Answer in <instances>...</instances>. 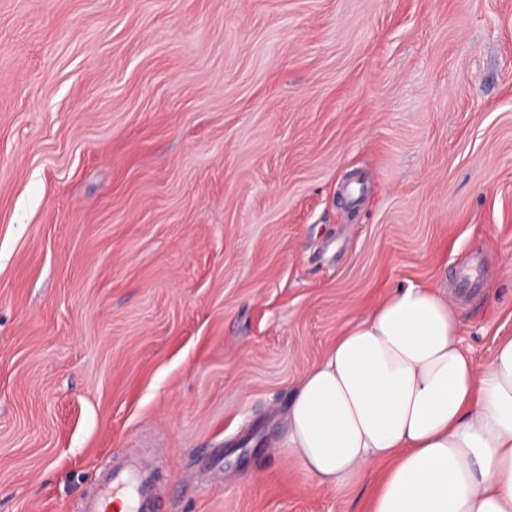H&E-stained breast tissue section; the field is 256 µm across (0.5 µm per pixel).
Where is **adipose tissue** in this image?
Returning a JSON list of instances; mask_svg holds the SVG:
<instances>
[{"mask_svg": "<svg viewBox=\"0 0 512 512\" xmlns=\"http://www.w3.org/2000/svg\"><path fill=\"white\" fill-rule=\"evenodd\" d=\"M441 289L399 288L294 389L289 457L325 487L375 475L366 512H512V336L483 368Z\"/></svg>", "mask_w": 512, "mask_h": 512, "instance_id": "1", "label": "adipose tissue"}]
</instances>
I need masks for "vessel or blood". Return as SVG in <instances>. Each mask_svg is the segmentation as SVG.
Returning a JSON list of instances; mask_svg holds the SVG:
<instances>
[{
	"instance_id": "1",
	"label": "vessel or blood",
	"mask_w": 512,
	"mask_h": 512,
	"mask_svg": "<svg viewBox=\"0 0 512 512\" xmlns=\"http://www.w3.org/2000/svg\"><path fill=\"white\" fill-rule=\"evenodd\" d=\"M154 467L142 455H128L105 465L95 480V491L77 512H158L150 492Z\"/></svg>"
}]
</instances>
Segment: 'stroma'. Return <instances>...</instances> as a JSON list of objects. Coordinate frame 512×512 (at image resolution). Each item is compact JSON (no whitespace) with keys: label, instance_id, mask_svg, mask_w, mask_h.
<instances>
[{"label":"stroma","instance_id":"obj_1","mask_svg":"<svg viewBox=\"0 0 512 512\" xmlns=\"http://www.w3.org/2000/svg\"><path fill=\"white\" fill-rule=\"evenodd\" d=\"M421 285L512 336V0H0V512H365L280 412ZM154 466L143 455H128L109 462L95 480V492L77 512H158L150 493Z\"/></svg>","mask_w":512,"mask_h":512}]
</instances>
